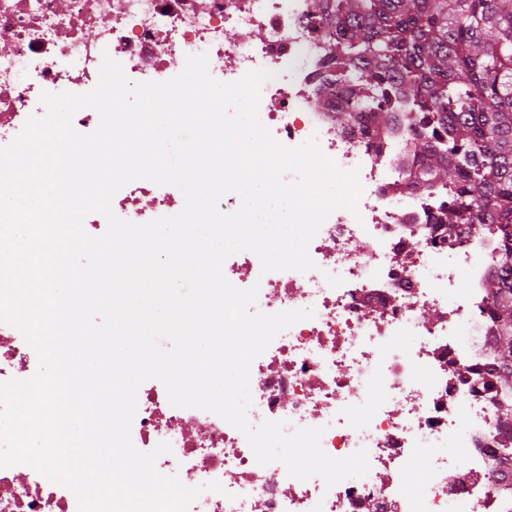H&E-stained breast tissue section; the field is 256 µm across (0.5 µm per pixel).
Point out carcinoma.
<instances>
[{"label":"carcinoma","mask_w":512,"mask_h":512,"mask_svg":"<svg viewBox=\"0 0 512 512\" xmlns=\"http://www.w3.org/2000/svg\"><path fill=\"white\" fill-rule=\"evenodd\" d=\"M330 37L337 116L371 143L405 113L406 165L448 190L434 221L501 225L499 382L512 393V0H313Z\"/></svg>","instance_id":"1"}]
</instances>
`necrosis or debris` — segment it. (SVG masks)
Segmentation results:
<instances>
[{
  "label": "necrosis or debris",
  "instance_id": "obj_1",
  "mask_svg": "<svg viewBox=\"0 0 512 512\" xmlns=\"http://www.w3.org/2000/svg\"><path fill=\"white\" fill-rule=\"evenodd\" d=\"M311 14L312 0H0V147L45 114L42 93L93 90L106 56L134 81L168 80L199 54L222 83L271 72L257 114L272 137L290 149L315 143L356 172L362 193L356 210L334 211L311 241L315 270L265 274L248 251L225 262L233 285L258 286L257 310L314 312L253 361L248 418L324 427L329 455L366 450L370 471L329 488L278 462L259 465L241 432L215 414L173 407L154 385L138 392L134 446L171 444L155 467L201 487L188 512H512V456L496 427L499 232L434 222L448 195L403 171V123L373 148L337 122L338 92L316 105L329 63ZM183 205L176 187L147 180L112 200L135 223ZM37 367L21 332L0 324V382ZM211 482L221 491L208 490ZM0 512H77V501L16 465L0 468Z\"/></svg>",
  "mask_w": 512,
  "mask_h": 512
}]
</instances>
